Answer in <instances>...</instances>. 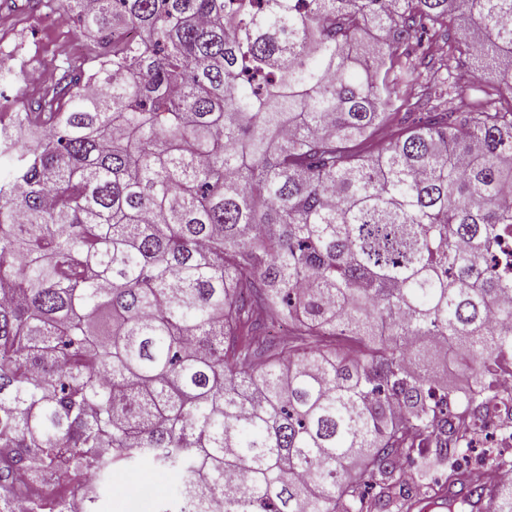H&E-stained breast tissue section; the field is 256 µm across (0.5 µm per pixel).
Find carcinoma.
Wrapping results in <instances>:
<instances>
[{"label": "carcinoma", "mask_w": 512, "mask_h": 512, "mask_svg": "<svg viewBox=\"0 0 512 512\" xmlns=\"http://www.w3.org/2000/svg\"><path fill=\"white\" fill-rule=\"evenodd\" d=\"M65 5L93 49L0 112V512H96L130 461L179 475L163 512H412L400 460L457 475L512 401V102L417 92L434 65L512 92V0Z\"/></svg>", "instance_id": "cac0c4a2"}]
</instances>
